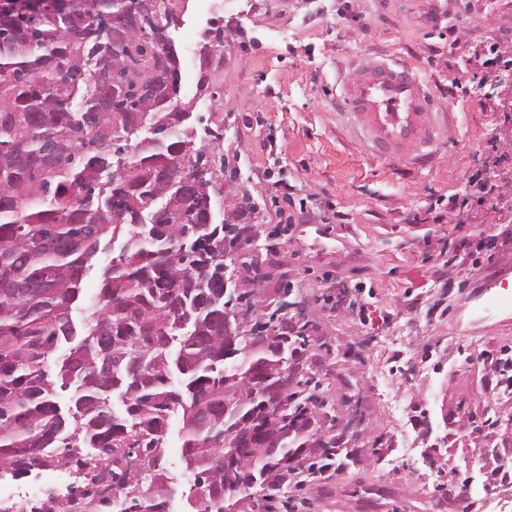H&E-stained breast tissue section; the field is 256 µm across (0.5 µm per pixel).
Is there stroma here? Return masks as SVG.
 Instances as JSON below:
<instances>
[{
  "label": "stroma",
  "mask_w": 512,
  "mask_h": 512,
  "mask_svg": "<svg viewBox=\"0 0 512 512\" xmlns=\"http://www.w3.org/2000/svg\"><path fill=\"white\" fill-rule=\"evenodd\" d=\"M179 24L182 101L201 118L225 223L237 204L255 243L237 272L271 269L308 308L312 361L342 408L361 397L355 468L308 485L315 512H512V492L462 493L467 476L512 469V394L490 389L483 351L512 352V319L476 322L470 297L512 272V0H158ZM222 36H213L214 27ZM394 55L425 82L452 128L426 165L373 157L343 124L340 82L354 60ZM495 173L479 194L471 180ZM309 212L289 222L294 205ZM324 238H317V231ZM492 409L497 426L461 431ZM169 420L165 466L179 512H193ZM391 462L368 451L375 437Z\"/></svg>",
  "instance_id": "35a3bbf8"
}]
</instances>
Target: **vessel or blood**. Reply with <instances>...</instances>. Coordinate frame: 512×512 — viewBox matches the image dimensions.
Returning a JSON list of instances; mask_svg holds the SVG:
<instances>
[{"label": "vessel or blood", "instance_id": "vessel-or-blood-1", "mask_svg": "<svg viewBox=\"0 0 512 512\" xmlns=\"http://www.w3.org/2000/svg\"><path fill=\"white\" fill-rule=\"evenodd\" d=\"M346 116L370 152L393 161L426 162L444 131L433 110L430 93L404 64L366 57L344 84ZM512 287L506 274L490 275L475 297L482 311L512 309Z\"/></svg>", "mask_w": 512, "mask_h": 512}]
</instances>
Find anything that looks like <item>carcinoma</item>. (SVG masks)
Here are the masks:
<instances>
[{
  "label": "carcinoma",
  "mask_w": 512,
  "mask_h": 512,
  "mask_svg": "<svg viewBox=\"0 0 512 512\" xmlns=\"http://www.w3.org/2000/svg\"><path fill=\"white\" fill-rule=\"evenodd\" d=\"M84 2L0 8V470L84 472L65 504L47 490L25 512H165L167 422L180 412L196 512H288L289 473L357 463L317 425L326 403L306 361L309 324L232 316L249 297L224 291L225 229L249 234L216 222L178 162L194 140L192 112L172 101L177 17L157 0ZM117 233L125 245L84 338L52 366L77 335L81 282ZM72 384L64 413L56 389ZM244 420L258 428L248 454L236 442ZM107 476L110 499L99 494Z\"/></svg>",
  "instance_id": "obj_1"
}]
</instances>
